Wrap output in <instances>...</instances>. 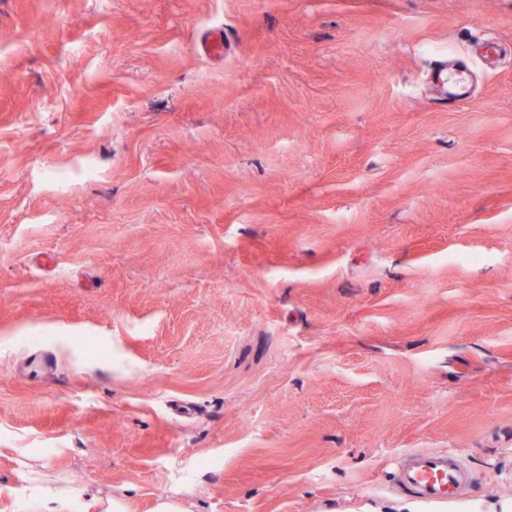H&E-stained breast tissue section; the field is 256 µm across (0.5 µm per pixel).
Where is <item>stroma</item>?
<instances>
[{
  "instance_id": "1",
  "label": "stroma",
  "mask_w": 512,
  "mask_h": 512,
  "mask_svg": "<svg viewBox=\"0 0 512 512\" xmlns=\"http://www.w3.org/2000/svg\"><path fill=\"white\" fill-rule=\"evenodd\" d=\"M479 37L512 0H0V512L31 466L425 512L412 448L512 512V53L436 63ZM453 57L443 63L444 68L449 62L448 73L458 75L457 77H448V102L455 103L466 101L469 97L468 77L470 74V65L464 58ZM393 489L428 511H453L474 478L461 454L452 448H415L394 464Z\"/></svg>"
}]
</instances>
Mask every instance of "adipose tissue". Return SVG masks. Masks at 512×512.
I'll use <instances>...</instances> for the list:
<instances>
[{"mask_svg":"<svg viewBox=\"0 0 512 512\" xmlns=\"http://www.w3.org/2000/svg\"><path fill=\"white\" fill-rule=\"evenodd\" d=\"M20 509L21 512H126V505L109 496H81L69 480L32 468L28 471Z\"/></svg>","mask_w":512,"mask_h":512,"instance_id":"1","label":"adipose tissue"}]
</instances>
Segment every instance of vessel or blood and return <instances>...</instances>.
<instances>
[{"label": "vessel or blood", "mask_w": 512, "mask_h": 512, "mask_svg": "<svg viewBox=\"0 0 512 512\" xmlns=\"http://www.w3.org/2000/svg\"><path fill=\"white\" fill-rule=\"evenodd\" d=\"M449 71V102L467 100L469 63L453 58ZM394 470V491L425 506L428 512H453L473 482L470 468L452 448L407 450L398 457Z\"/></svg>", "instance_id": "1"}]
</instances>
